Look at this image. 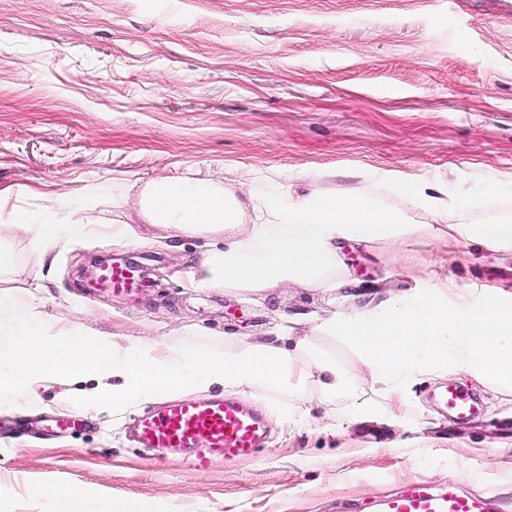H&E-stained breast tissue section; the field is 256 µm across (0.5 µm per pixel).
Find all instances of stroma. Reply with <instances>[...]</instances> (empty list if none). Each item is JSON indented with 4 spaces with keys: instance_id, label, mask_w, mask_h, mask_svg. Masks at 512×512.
I'll return each mask as SVG.
<instances>
[{
    "instance_id": "obj_1",
    "label": "stroma",
    "mask_w": 512,
    "mask_h": 512,
    "mask_svg": "<svg viewBox=\"0 0 512 512\" xmlns=\"http://www.w3.org/2000/svg\"><path fill=\"white\" fill-rule=\"evenodd\" d=\"M258 180L343 188L400 203L397 182L476 197L486 221L512 209V0H0V216L78 201L89 219L130 209L152 180ZM214 240L151 228L145 240L74 238L42 254L25 230L0 238V326L40 281L48 322L98 336L216 344L454 280L480 296L512 292V255L437 238L344 242L342 291L275 284L255 295L205 283ZM149 267L135 300L91 287L103 258ZM480 395L481 421L449 425L431 391ZM26 412L0 409L6 512H332L407 481L498 494L512 512V404L456 373L423 376L401 419L330 426L317 388L259 387L244 403L267 438L246 462L142 450L130 431L149 402L86 410L61 386ZM85 427L44 438L52 416ZM79 485L76 499L53 489Z\"/></svg>"
}]
</instances>
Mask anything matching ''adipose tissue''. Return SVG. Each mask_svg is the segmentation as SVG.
<instances>
[{
    "mask_svg": "<svg viewBox=\"0 0 512 512\" xmlns=\"http://www.w3.org/2000/svg\"><path fill=\"white\" fill-rule=\"evenodd\" d=\"M398 208L353 191L265 194L205 179L145 183L134 205L135 219L116 214L112 236L138 241L143 227L173 228L187 236H220L209 251V279L224 287L258 293L278 282L313 288L346 283L341 240L385 242L405 234L433 235L434 221L448 225V245L477 243L512 253V216L478 223L473 205L433 184L398 186ZM33 231L42 249L86 234L82 207L47 202ZM430 219L418 221L417 212ZM38 290L20 302L21 318L7 343H0V406L19 410L39 405L36 389L53 382L80 386L89 409L127 407L183 389L215 386L241 394L259 386L302 391L316 383L328 405L356 424L381 412L403 411L409 383L419 375L452 371L492 388L512 402V296L489 291L483 300L454 285L425 293L396 294L377 310L348 309L312 317L315 331L356 350L376 398H367L357 375L318 353L308 336L288 323L275 341L257 339L224 348L122 343L77 329L48 327Z\"/></svg>",
    "mask_w": 512,
    "mask_h": 512,
    "instance_id": "1",
    "label": "adipose tissue"
}]
</instances>
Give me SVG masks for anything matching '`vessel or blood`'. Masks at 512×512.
<instances>
[{
	"mask_svg": "<svg viewBox=\"0 0 512 512\" xmlns=\"http://www.w3.org/2000/svg\"><path fill=\"white\" fill-rule=\"evenodd\" d=\"M100 279L113 294L128 298L136 297L140 288L139 277L129 265L104 267ZM436 399L460 422L470 421L479 413L476 398L456 384L444 386ZM134 431L145 448H174L186 454L203 449L227 461L255 457L266 438L264 419L251 407L226 398L168 402L140 416ZM498 503L494 493L476 495L464 492L455 483L439 487L415 479L396 493L368 500L360 509L338 501L336 512H497Z\"/></svg>",
	"mask_w": 512,
	"mask_h": 512,
	"instance_id": "vessel-or-blood-1",
	"label": "vessel or blood"
}]
</instances>
